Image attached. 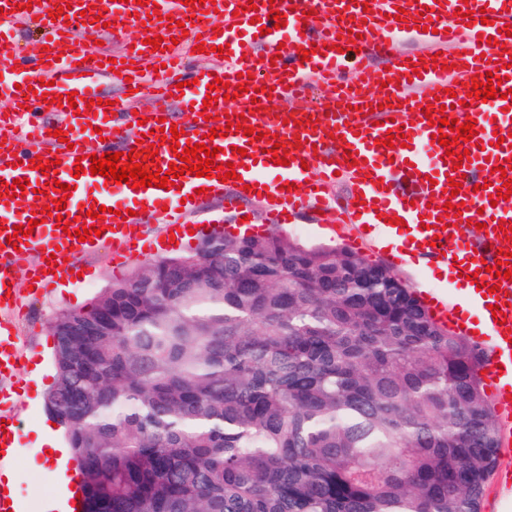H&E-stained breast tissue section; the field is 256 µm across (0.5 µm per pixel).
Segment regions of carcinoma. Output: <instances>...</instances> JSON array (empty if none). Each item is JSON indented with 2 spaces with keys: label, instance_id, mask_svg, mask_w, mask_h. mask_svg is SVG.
<instances>
[{
  "label": "carcinoma",
  "instance_id": "obj_1",
  "mask_svg": "<svg viewBox=\"0 0 512 512\" xmlns=\"http://www.w3.org/2000/svg\"><path fill=\"white\" fill-rule=\"evenodd\" d=\"M51 327L83 512H480L484 352L357 252L226 234Z\"/></svg>",
  "mask_w": 512,
  "mask_h": 512
}]
</instances>
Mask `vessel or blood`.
Segmentation results:
<instances>
[{
	"mask_svg": "<svg viewBox=\"0 0 512 512\" xmlns=\"http://www.w3.org/2000/svg\"><path fill=\"white\" fill-rule=\"evenodd\" d=\"M367 7L352 0H206L192 8L182 0H0V304L15 287L17 264L23 253L41 248L37 264L27 276L35 291H43L69 276L71 253L94 251L96 243L78 241L57 226L58 220L92 227L88 207L108 206L100 241L112 250V263L120 267L139 257L155 256L170 246L193 239L221 236L227 225L204 221L189 225L188 214L199 200L195 190L208 189L225 212L242 221L244 229L258 232L247 221L244 186L249 194L272 200L271 222L283 229L306 210L318 213L320 224L331 232L352 228L353 248L370 247L403 262L427 258L439 261L456 277L465 294L481 310V328L472 330L468 318L453 315L447 301L425 294L423 301L439 323L454 321L464 334L490 353L484 366L500 420V451L512 453V279L495 277L491 268L504 248L500 221L512 222V200L490 203L505 180H512L506 164L512 147H493L495 136L512 132V0H367ZM62 11L63 18L50 15ZM286 24L275 27L273 15ZM489 24H482V17ZM39 27L48 35V52L27 59L21 46L22 30ZM107 32L110 44L94 42ZM422 36L428 52L396 53L397 35ZM169 39L165 51H153L154 36ZM291 41L293 54L279 55L278 45ZM205 42L209 64L192 63L193 48ZM228 46L226 55L215 48ZM356 52L360 67L350 76L346 49ZM310 51L302 60L301 51ZM371 54L385 57L379 70L364 65ZM115 67H108L109 58ZM154 70H136L139 60ZM496 71L502 83L498 98L482 101L470 91L476 75ZM130 80L115 104L103 105L102 87L116 76ZM250 79V90L235 101L224 100L225 85ZM223 87H215V79ZM48 81L46 94L29 89ZM74 94V104H55L58 95ZM150 94V107L138 109L142 94ZM214 104H206L207 95ZM291 109L278 108L280 99ZM180 108L179 145L205 142L218 147L217 159L235 165L236 178L221 182L185 172L176 187L132 189L102 175L79 174L76 164L90 166V154L132 153L145 170L168 168L175 156L161 143L160 118ZM476 121V133L462 153L461 168L433 136L428 113ZM146 124H139V117ZM244 122L259 133V140L230 131L210 137L211 129L227 122ZM63 138H54V130ZM404 134L405 147L384 146L387 134ZM284 144L288 165L272 162L268 136ZM157 145V157L145 154ZM57 162L56 170L40 172L33 159ZM505 174H497V167ZM349 178L361 194L360 202L343 209L326 197L337 177ZM28 178L25 195L8 197L7 182ZM69 185L61 216H42L34 192L51 181ZM462 182L464 191L452 194L450 181ZM458 204L455 222L444 219L445 203ZM161 217L172 239L147 237L143 226ZM399 219V227L384 224V217ZM482 217L485 227L470 232L468 221ZM33 225L29 237L7 242V227ZM404 243L395 247L392 235ZM492 286L483 294L482 285ZM21 360L4 323L0 322V370L19 369Z\"/></svg>",
	"mask_w": 512,
	"mask_h": 512,
	"instance_id": "vessel-or-blood-1",
	"label": "vessel or blood"
}]
</instances>
